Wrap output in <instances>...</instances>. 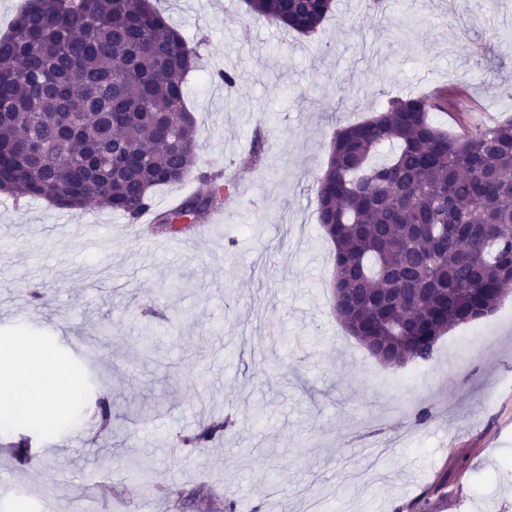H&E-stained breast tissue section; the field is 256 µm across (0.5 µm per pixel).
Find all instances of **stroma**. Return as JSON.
Instances as JSON below:
<instances>
[{"instance_id": "1", "label": "stroma", "mask_w": 512, "mask_h": 512, "mask_svg": "<svg viewBox=\"0 0 512 512\" xmlns=\"http://www.w3.org/2000/svg\"><path fill=\"white\" fill-rule=\"evenodd\" d=\"M159 4L203 59L186 80L199 168L234 176L239 204L204 237L150 225L174 241L161 254L110 209L0 193V339L63 360L75 400L106 398L113 428L101 440L66 407L53 436L0 431V512L25 485L52 489L56 512H224L228 489L241 512H512V319L381 364L332 309L315 186L336 130L389 98L455 87L472 123L512 117V0H334L308 36L247 22L245 0ZM224 70L237 79L217 99ZM101 224L110 240L83 249ZM225 417L209 447L178 445Z\"/></svg>"}]
</instances>
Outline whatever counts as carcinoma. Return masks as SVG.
Here are the masks:
<instances>
[{
	"label": "carcinoma",
	"instance_id": "obj_1",
	"mask_svg": "<svg viewBox=\"0 0 512 512\" xmlns=\"http://www.w3.org/2000/svg\"><path fill=\"white\" fill-rule=\"evenodd\" d=\"M332 2L247 6L309 35ZM199 60L152 0H26L0 36V191L135 224L156 188L193 176L179 215L209 210L220 176L197 171L184 91ZM458 95L391 98L336 131L316 180L343 294L336 317L393 366L429 360L446 331L491 313L512 284V118L450 134L431 115ZM387 143L397 150L379 162ZM225 428L178 442L205 448Z\"/></svg>",
	"mask_w": 512,
	"mask_h": 512
}]
</instances>
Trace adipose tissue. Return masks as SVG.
I'll return each instance as SVG.
<instances>
[{"instance_id":"obj_1","label":"adipose tissue","mask_w":512,"mask_h":512,"mask_svg":"<svg viewBox=\"0 0 512 512\" xmlns=\"http://www.w3.org/2000/svg\"><path fill=\"white\" fill-rule=\"evenodd\" d=\"M67 371L36 343L17 339L0 347V407L19 422L49 424L68 394Z\"/></svg>"}]
</instances>
